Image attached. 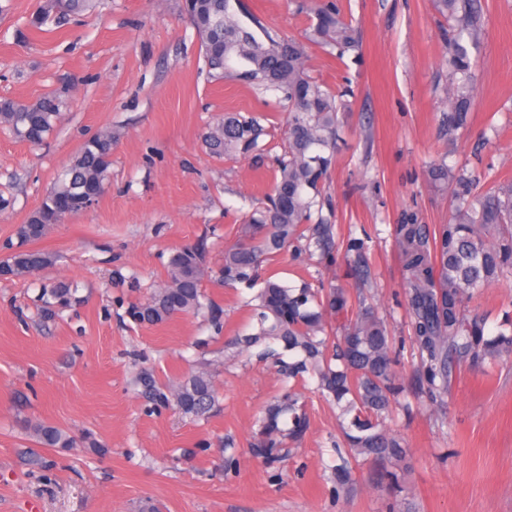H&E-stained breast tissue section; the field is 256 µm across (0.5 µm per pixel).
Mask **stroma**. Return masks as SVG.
Masks as SVG:
<instances>
[{
	"label": "stroma",
	"mask_w": 512,
	"mask_h": 512,
	"mask_svg": "<svg viewBox=\"0 0 512 512\" xmlns=\"http://www.w3.org/2000/svg\"><path fill=\"white\" fill-rule=\"evenodd\" d=\"M44 0H0V99L32 102L66 89L64 121L42 145L0 129V243L38 208L57 173L96 133H112V177L96 204L54 224L39 246L55 263L0 280V512H512V358L465 368L437 404L421 396L417 360L390 226L406 209L444 224L448 194L432 164H466L481 188L512 180V0H480L484 38L466 127L442 126L448 79L446 24L431 0H343L362 31L360 57L336 60L310 46L309 75L353 95L327 194L339 240L368 236L374 305L402 351L396 371L410 410L391 427L408 448L399 488L384 462L354 467L336 488L334 405L307 393L310 428L288 462L250 453L256 415L285 390L268 363L232 341L245 331L246 290L206 279L217 321L179 315L137 324L129 305L167 278L171 253L205 248L211 267L235 244L243 217L274 181L269 157L217 159L201 137L224 113L255 116L261 143L283 136L274 96L233 80H208L200 40L182 0H99L95 13L40 31ZM265 28L301 36L298 0H246ZM289 285L330 282L346 265L284 254L263 266ZM75 288L76 304L44 320L41 283ZM208 367L218 394L196 418L149 401L158 386ZM71 437L38 444L36 423Z\"/></svg>",
	"instance_id": "1"
}]
</instances>
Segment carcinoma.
Listing matches in <instances>:
<instances>
[{"label": "carcinoma", "mask_w": 512, "mask_h": 512, "mask_svg": "<svg viewBox=\"0 0 512 512\" xmlns=\"http://www.w3.org/2000/svg\"><path fill=\"white\" fill-rule=\"evenodd\" d=\"M448 20L443 39L448 49L450 82L448 110L443 115L448 133L466 126L476 87V65L483 29L478 22V0H433ZM94 7V0H45L33 16L41 29L61 24ZM299 8L310 24L303 38L272 34L247 8L244 0H185V9L201 39V51L214 80L234 77L261 95L275 96L286 122L281 153L260 145L263 128L258 118L226 112L203 135L217 157L272 154L276 167L271 193L244 217L236 243L224 251V261L213 270L205 249L184 247L167 265L168 280L146 303L129 308L137 323H160L175 314L210 316L215 304L203 282L214 273L227 286L258 288L245 300L254 321L253 332L236 338L245 350L259 349L288 379L315 381L316 390L339 410L343 446L336 447V491L353 480L351 462L381 459L402 468L407 456L403 439L388 427L392 408L401 402L404 387L395 366L399 357L386 322L375 314L367 296L351 295L344 285L305 279L287 285L272 277L260 278L259 268L288 249L297 255L319 254L335 261V225L321 214L324 189L334 162L338 114L351 88L334 89L305 72L309 45L336 52L343 60L359 53L358 26L347 19L340 0H303ZM263 38H258L256 32ZM61 94L49 92L33 103L0 101V126L18 139L42 143L63 117ZM112 166V132L104 131L80 148L61 170L41 205L17 226L20 247L9 243L0 260L5 280L20 278L52 265L56 255L35 247L51 225L64 214L82 211L85 201L102 196ZM429 179L448 190L450 216L446 224H422L412 210L390 225L397 249L404 308L410 325V346L418 359L422 392L441 402L466 366L494 363L512 356V313L492 334L486 319L466 310L482 290L512 277V182L484 192L475 171L465 166L435 164ZM344 247L348 273L363 286L371 279L366 241L350 236ZM75 289L58 282L41 289L42 312L52 319L74 299ZM142 395L162 404L174 403L184 414L200 416L216 403L209 373L197 371L163 391L149 375L140 378ZM253 456L268 465L282 463L292 444L309 429L302 393L290 389L269 405L256 421ZM33 434L49 448H68L64 431L38 423Z\"/></svg>", "instance_id": "carcinoma-1"}]
</instances>
